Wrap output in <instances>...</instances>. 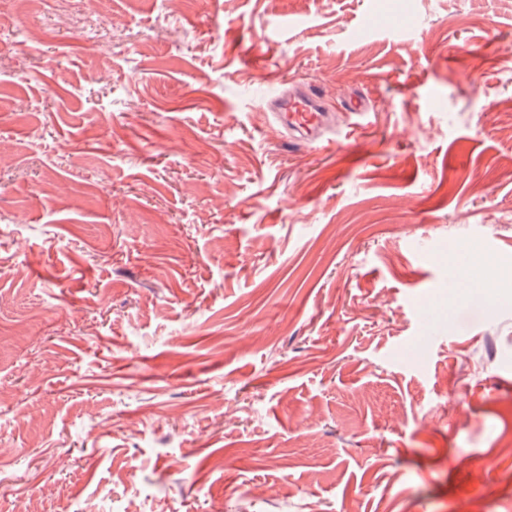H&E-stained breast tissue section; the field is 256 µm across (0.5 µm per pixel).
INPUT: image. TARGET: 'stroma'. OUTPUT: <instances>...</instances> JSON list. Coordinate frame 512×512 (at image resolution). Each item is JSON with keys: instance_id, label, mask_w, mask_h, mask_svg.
Masks as SVG:
<instances>
[{"instance_id": "stroma-1", "label": "stroma", "mask_w": 512, "mask_h": 512, "mask_svg": "<svg viewBox=\"0 0 512 512\" xmlns=\"http://www.w3.org/2000/svg\"><path fill=\"white\" fill-rule=\"evenodd\" d=\"M510 44L507 0H0V512H512ZM274 114L301 142L320 141L328 124L324 95L317 90H306L275 101Z\"/></svg>"}]
</instances>
